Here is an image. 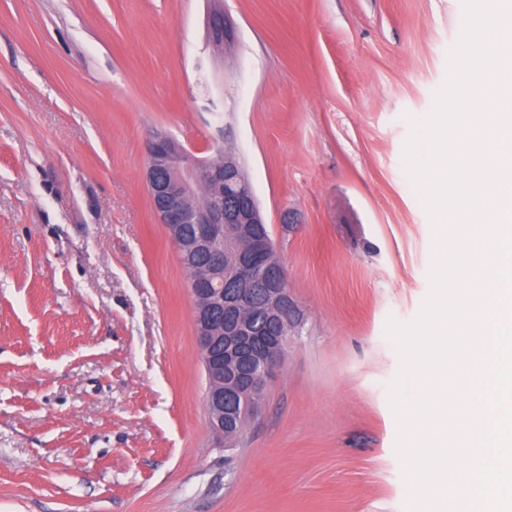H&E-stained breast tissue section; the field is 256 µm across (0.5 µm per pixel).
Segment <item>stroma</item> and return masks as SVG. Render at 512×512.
I'll return each instance as SVG.
<instances>
[{"label": "stroma", "instance_id": "stroma-1", "mask_svg": "<svg viewBox=\"0 0 512 512\" xmlns=\"http://www.w3.org/2000/svg\"><path fill=\"white\" fill-rule=\"evenodd\" d=\"M0 0V512H406L388 317L429 291L404 114L461 0ZM232 149L302 312L216 447L146 141Z\"/></svg>", "mask_w": 512, "mask_h": 512}]
</instances>
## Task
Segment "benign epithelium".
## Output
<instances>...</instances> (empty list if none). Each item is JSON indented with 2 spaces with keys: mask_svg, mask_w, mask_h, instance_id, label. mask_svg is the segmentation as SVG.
<instances>
[{
  "mask_svg": "<svg viewBox=\"0 0 512 512\" xmlns=\"http://www.w3.org/2000/svg\"><path fill=\"white\" fill-rule=\"evenodd\" d=\"M210 25L213 42L227 35L221 10L212 12ZM145 179L154 212L189 272L196 340L207 381V422L222 445L230 433L227 426L242 429L257 413L300 309L283 266L268 260L273 243L261 233L249 235L246 244L240 240L248 225L264 220L251 183L240 177L234 164L199 158L194 148L174 136L155 132L147 142ZM201 187L207 202L196 206L192 199ZM186 224L193 227L188 236ZM255 282L266 284L263 310L281 335L270 337L264 349L251 355L242 376L238 364L257 335V327L243 315L253 297L249 285ZM230 395L236 396V404L227 415L224 397Z\"/></svg>",
  "mask_w": 512,
  "mask_h": 512,
  "instance_id": "benign-epithelium-1",
  "label": "benign epithelium"
}]
</instances>
